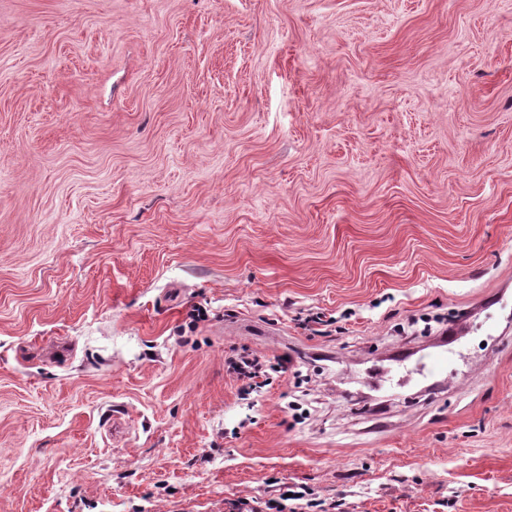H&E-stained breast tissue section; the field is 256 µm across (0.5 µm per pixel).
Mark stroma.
<instances>
[{
  "mask_svg": "<svg viewBox=\"0 0 512 512\" xmlns=\"http://www.w3.org/2000/svg\"><path fill=\"white\" fill-rule=\"evenodd\" d=\"M301 484L512 512V0H0V512ZM228 364V367L233 370L238 379L246 381L244 389L252 390L267 385L265 383L269 380L266 377L268 365L260 357L243 350L229 357ZM262 377H266L262 382L256 381Z\"/></svg>",
  "mask_w": 512,
  "mask_h": 512,
  "instance_id": "obj_1",
  "label": "stroma"
}]
</instances>
